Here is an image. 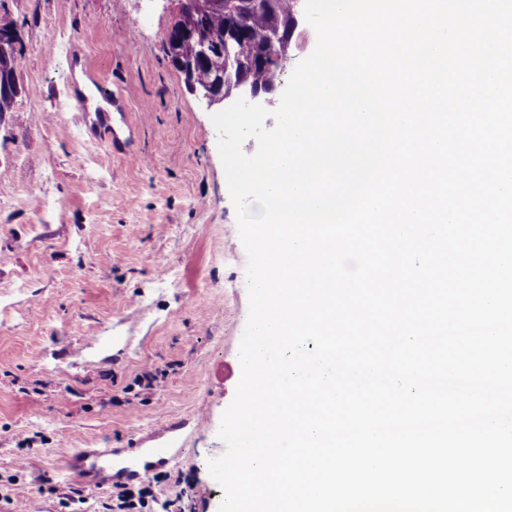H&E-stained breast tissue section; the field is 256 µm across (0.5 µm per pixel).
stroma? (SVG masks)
I'll return each mask as SVG.
<instances>
[{"mask_svg":"<svg viewBox=\"0 0 512 512\" xmlns=\"http://www.w3.org/2000/svg\"><path fill=\"white\" fill-rule=\"evenodd\" d=\"M22 90L0 114V482L23 512H66L68 448L175 441L132 482L168 512H219L208 470L241 376L249 299L212 109L165 53L166 0H5ZM114 81L140 161L77 121L65 56ZM159 368L154 388L134 385Z\"/></svg>","mask_w":512,"mask_h":512,"instance_id":"1","label":"stroma"}]
</instances>
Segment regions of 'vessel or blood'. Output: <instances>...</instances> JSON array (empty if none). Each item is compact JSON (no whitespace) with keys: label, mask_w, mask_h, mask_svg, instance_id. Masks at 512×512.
Here are the masks:
<instances>
[{"label":"vessel or blood","mask_w":512,"mask_h":512,"mask_svg":"<svg viewBox=\"0 0 512 512\" xmlns=\"http://www.w3.org/2000/svg\"><path fill=\"white\" fill-rule=\"evenodd\" d=\"M99 97L111 104V112H89L85 101H78L80 122L95 130L97 140L113 152L137 158L134 148V129L129 121L126 100L119 89L95 78ZM177 457L173 449L159 446L143 447L133 440L127 448H70L62 458V469L77 482L101 489L147 476L154 467L165 466Z\"/></svg>","instance_id":"obj_1"}]
</instances>
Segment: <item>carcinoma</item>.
<instances>
[{"mask_svg": "<svg viewBox=\"0 0 512 512\" xmlns=\"http://www.w3.org/2000/svg\"><path fill=\"white\" fill-rule=\"evenodd\" d=\"M302 0H261L243 9L239 0H228L224 10H201L190 16L193 26L209 44L208 55L199 58L195 42H179L181 55L196 64L206 78L223 73L226 91H233L239 79L272 91L288 65L285 59L298 47L291 21L302 9ZM277 58L259 61L269 46Z\"/></svg>", "mask_w": 512, "mask_h": 512, "instance_id": "1", "label": "carcinoma"}]
</instances>
